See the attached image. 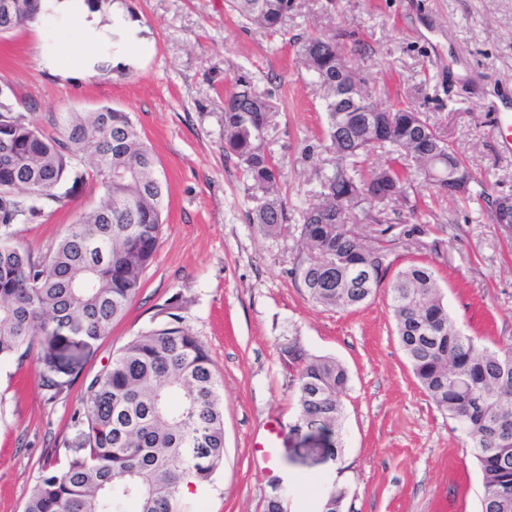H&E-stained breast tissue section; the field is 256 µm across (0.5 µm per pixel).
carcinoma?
<instances>
[{"instance_id":"carcinoma-1","label":"carcinoma","mask_w":512,"mask_h":512,"mask_svg":"<svg viewBox=\"0 0 512 512\" xmlns=\"http://www.w3.org/2000/svg\"><path fill=\"white\" fill-rule=\"evenodd\" d=\"M0 12V33L36 22L41 0H12ZM229 9L271 33L285 31L294 0H226ZM296 55L323 91L327 148L336 154L318 199L302 212L303 246L294 273L316 304L356 308L380 288L365 275L391 268L385 239L393 225L382 217L390 203L407 205L413 178L395 158L367 165L375 146L343 127L335 85L354 70L336 37L292 40ZM365 104L377 123L390 125L403 147L418 153L416 172L441 194L448 184L432 177L436 161L420 151L443 147V167L469 169L454 147L419 109L379 108L373 93ZM0 112V362L43 352L41 387L61 391L56 351L76 337L89 344L106 335L138 293L162 232L166 184L157 159L130 113L71 112L61 135H45L13 99ZM271 96L243 72L224 93V154L237 159L259 204L252 223L276 235L288 221L279 192L282 170L267 145ZM88 159L102 191L100 203L69 225L42 258L16 242L20 224H35L46 210L64 205L71 180L83 178L76 161ZM400 182L402 196L383 202L366 187L383 179ZM372 223L377 242L353 229ZM399 345L412 373L437 408L463 430L483 475L479 512H512V350L491 351L461 332L448 315L432 269L411 263L387 291ZM298 418L336 435L348 373L332 357H306L294 345ZM74 436L61 471L42 475L24 512H189L184 482H211L224 463V409L220 381L209 350L184 324L166 319L136 337L87 386L83 412L74 416Z\"/></svg>"}]
</instances>
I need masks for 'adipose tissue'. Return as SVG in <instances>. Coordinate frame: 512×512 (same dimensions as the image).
Instances as JSON below:
<instances>
[{"mask_svg":"<svg viewBox=\"0 0 512 512\" xmlns=\"http://www.w3.org/2000/svg\"><path fill=\"white\" fill-rule=\"evenodd\" d=\"M53 9L68 19L72 31L79 36L78 45L61 44L54 63L70 73L82 71L96 58L100 45L108 39L112 28L102 24L84 0H53Z\"/></svg>","mask_w":512,"mask_h":512,"instance_id":"1","label":"adipose tissue"}]
</instances>
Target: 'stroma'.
<instances>
[{"instance_id":"obj_1","label":"stroma","mask_w":512,"mask_h":512,"mask_svg":"<svg viewBox=\"0 0 512 512\" xmlns=\"http://www.w3.org/2000/svg\"><path fill=\"white\" fill-rule=\"evenodd\" d=\"M136 21L141 53L122 29L101 45L93 71L63 76L42 60L75 41L68 20L46 10L38 23L0 37V84L31 104L47 133L55 119L108 105L130 112L168 186L153 262L124 316L87 347L61 354L49 398L32 357L0 364V512H24L43 471L55 468L74 434L91 379L113 354L152 329L161 305L177 306L208 348L220 377L224 463L209 485L191 487L202 512H264L271 479L287 512H315L322 489L344 491L341 512H479L482 474L465 435L415 379L401 350L385 289L355 310L314 304L294 275L301 212L330 171L322 90L289 39L309 31L360 43L355 62L383 107L406 102L476 171L465 195L417 185L414 211L388 233L394 269L430 265L450 316L481 346L512 350V230L496 224L488 199L512 198V154L491 132L489 104L512 89V0H296L286 35L248 24L225 0H120ZM249 73L277 110L268 148L282 165L288 221L267 236L251 224L257 206L236 159L224 155V86ZM66 208L20 227L40 256L94 207L91 166ZM336 358L348 392L336 436L297 429L299 403L288 346ZM279 436L272 461L252 443L266 426Z\"/></svg>"}]
</instances>
